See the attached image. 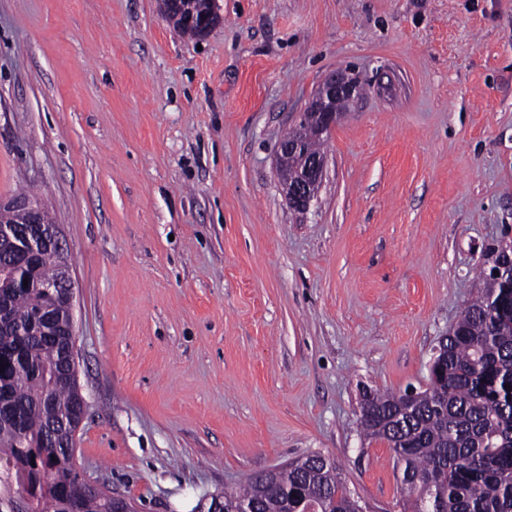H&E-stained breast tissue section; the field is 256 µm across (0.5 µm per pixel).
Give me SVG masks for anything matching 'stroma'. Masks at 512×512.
Masks as SVG:
<instances>
[{
	"instance_id": "obj_1",
	"label": "stroma",
	"mask_w": 512,
	"mask_h": 512,
	"mask_svg": "<svg viewBox=\"0 0 512 512\" xmlns=\"http://www.w3.org/2000/svg\"><path fill=\"white\" fill-rule=\"evenodd\" d=\"M0 0V198L33 192L74 288L76 461L142 512L311 455L401 512L364 394L434 349L512 245V0ZM361 93L310 207L276 147L323 77ZM205 1L207 3L205 11L189 12L182 9L179 0H160L165 17L172 25L177 22L187 26L182 28L175 26V28L190 36H197L198 33L200 37L207 35L220 22L215 0Z\"/></svg>"
}]
</instances>
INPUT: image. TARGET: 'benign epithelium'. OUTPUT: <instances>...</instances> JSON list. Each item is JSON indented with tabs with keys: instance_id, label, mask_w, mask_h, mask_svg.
Listing matches in <instances>:
<instances>
[{
	"instance_id": "benign-epithelium-1",
	"label": "benign epithelium",
	"mask_w": 512,
	"mask_h": 512,
	"mask_svg": "<svg viewBox=\"0 0 512 512\" xmlns=\"http://www.w3.org/2000/svg\"><path fill=\"white\" fill-rule=\"evenodd\" d=\"M165 17L170 23H179L194 29L199 36L207 35L219 22L215 0H206L207 9L199 12L185 11L181 0H160ZM360 93V85L341 71L327 75L320 84L314 98L301 113L299 122L304 132L312 137L331 133L339 119L336 102L342 99L354 100ZM277 163L280 168L284 197L287 203L298 210L307 209L322 183L325 173V155L313 153L306 141L298 137L283 138L276 148ZM299 158L302 165L294 178H288V160ZM7 209L24 217L22 223L31 225L24 231L15 225H0V256L38 257L53 263L59 276L53 281L40 284L50 297L62 295L68 305H73L74 291L68 272L65 248L58 226L45 228L40 225L39 215L43 210L41 202L30 196H14L0 199V211ZM69 337L64 361V372L68 379L78 377L74 329L64 332ZM84 489L97 492L112 499V512H140L138 506L128 497L110 492L104 487L83 480Z\"/></svg>"
}]
</instances>
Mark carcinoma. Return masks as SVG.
<instances>
[{
    "mask_svg": "<svg viewBox=\"0 0 512 512\" xmlns=\"http://www.w3.org/2000/svg\"><path fill=\"white\" fill-rule=\"evenodd\" d=\"M16 266L0 275V452L13 471L3 482L32 488L31 512H107V500L81 492L78 468L49 439V425L75 414L77 391L62 372L58 335L69 311L60 296L23 285L31 275ZM485 279L482 295L450 330L435 376L421 401L375 395L362 406L360 426L389 443L406 487L403 512H512V288ZM224 505L256 512H357L360 502L322 455L263 472L235 490Z\"/></svg>",
    "mask_w": 512,
    "mask_h": 512,
    "instance_id": "1",
    "label": "carcinoma"
}]
</instances>
